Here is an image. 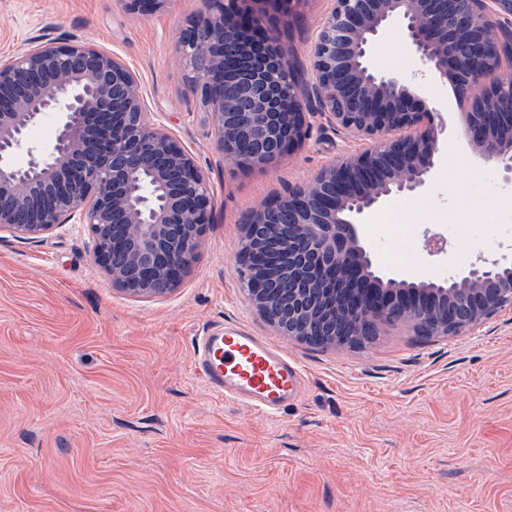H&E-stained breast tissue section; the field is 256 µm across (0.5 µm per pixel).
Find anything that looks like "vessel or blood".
I'll use <instances>...</instances> for the list:
<instances>
[{
  "label": "vessel or blood",
  "mask_w": 512,
  "mask_h": 512,
  "mask_svg": "<svg viewBox=\"0 0 512 512\" xmlns=\"http://www.w3.org/2000/svg\"><path fill=\"white\" fill-rule=\"evenodd\" d=\"M191 371L212 394L276 415L301 372L286 352L240 325H212L193 341Z\"/></svg>",
  "instance_id": "vessel-or-blood-1"
}]
</instances>
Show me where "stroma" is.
Segmentation results:
<instances>
[{
	"label": "stroma",
	"instance_id": "35a3bbf8",
	"mask_svg": "<svg viewBox=\"0 0 512 512\" xmlns=\"http://www.w3.org/2000/svg\"><path fill=\"white\" fill-rule=\"evenodd\" d=\"M205 0H0V60L45 34L121 58L147 111L213 188V224L182 284L149 301L113 288L86 225L36 240L0 233V512H512V311L466 335L380 328L372 343L318 348L280 336L237 273L247 212L305 186L366 142L320 115L266 170L225 165L191 92L181 31ZM302 80L331 0H247ZM379 72L412 77L398 25L378 39ZM438 160L426 190L387 199L359 235L391 276L444 278L512 247V182L489 177L449 84L417 80ZM448 237L429 255L426 231ZM240 324L300 366L304 388L273 417L213 396L189 370L192 338Z\"/></svg>",
	"mask_w": 512,
	"mask_h": 512
}]
</instances>
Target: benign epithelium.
Returning <instances> with one entry per match:
<instances>
[{
  "instance_id": "benign-epithelium-1",
  "label": "benign epithelium",
  "mask_w": 512,
  "mask_h": 512,
  "mask_svg": "<svg viewBox=\"0 0 512 512\" xmlns=\"http://www.w3.org/2000/svg\"><path fill=\"white\" fill-rule=\"evenodd\" d=\"M233 3L208 0L179 41L224 163L273 166L305 136L311 111L371 143L320 170L316 194L290 187L246 215L238 266L255 311L290 339L352 347L382 326L462 336L512 310V250L417 287L385 277L357 230L386 197L419 192L436 166L430 113L417 108L410 85L370 63L394 23L424 71L472 104L465 134L476 153L512 175V104H499V72L512 63V0H333L304 85L276 35ZM51 112L53 144L30 145V130ZM23 150L30 160L20 166ZM212 203L193 154L150 122L139 81L119 57L39 35L0 62V232L33 240L85 224L112 287L151 300L190 273ZM424 246L438 256L448 238L428 231Z\"/></svg>"
}]
</instances>
